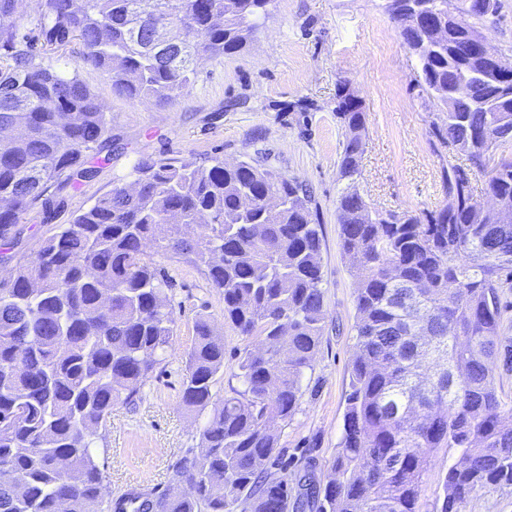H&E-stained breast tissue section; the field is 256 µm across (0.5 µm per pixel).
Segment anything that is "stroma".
Returning <instances> with one entry per match:
<instances>
[{
    "label": "stroma",
    "mask_w": 512,
    "mask_h": 512,
    "mask_svg": "<svg viewBox=\"0 0 512 512\" xmlns=\"http://www.w3.org/2000/svg\"><path fill=\"white\" fill-rule=\"evenodd\" d=\"M496 14L474 21L500 59L512 65V0H498ZM387 0H273L246 46L237 54L201 60L193 83L170 104L131 99L73 44L36 50L34 62L81 80L104 105L107 128L88 164L95 174L75 186L51 188L48 203L21 214L20 240L0 252V281L33 260L40 241L88 208L117 184H132L145 160L220 158L262 161L308 185L318 206L325 319L313 366L302 378V396L288 422L276 423L277 462L289 484L324 486L332 476L355 353L357 273L340 244L337 200L345 188L338 174L343 130L336 117L340 87L350 88L366 113L360 193L380 210L417 217L448 201L444 174L468 170L473 193L487 200L484 175L466 154L436 137L431 122L443 107L417 85L418 63L405 45ZM170 282L164 293L176 321L158 364L134 403L113 406L99 429L94 454L105 474L104 498L133 487L163 493L172 463L201 444L204 416L182 404L181 383L199 317L224 338L223 381L232 382L236 356L248 343L224 322V298L187 257L153 253ZM455 450L435 449L420 491L421 512H439V477Z\"/></svg>",
    "instance_id": "35a3bbf8"
}]
</instances>
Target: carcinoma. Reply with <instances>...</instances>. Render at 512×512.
Masks as SVG:
<instances>
[{
    "instance_id": "carcinoma-1",
    "label": "carcinoma",
    "mask_w": 512,
    "mask_h": 512,
    "mask_svg": "<svg viewBox=\"0 0 512 512\" xmlns=\"http://www.w3.org/2000/svg\"><path fill=\"white\" fill-rule=\"evenodd\" d=\"M17 0H0V244L18 243L19 214L51 186L93 176L87 157L106 112L76 77L36 67L19 48ZM272 0H42V46L76 40L132 99L171 102L202 57L243 48ZM415 11L401 37L419 86L446 108L433 127L488 176L512 215V158H487L484 135L512 144V78H479L468 22L448 0H391ZM466 83V98L453 95ZM337 203L341 246L358 273L356 356L334 478L319 512H419L431 452L457 456L440 476V512L476 489L512 486V409L501 411L491 363L499 352V288L512 284V223L493 224L468 173L452 167L448 204L423 223L379 211L355 188L366 117L346 88ZM39 245L0 288V512H90L104 473L92 438L112 406L130 404L173 335L165 275L145 248L186 255L224 297V323L252 339L220 401L224 337L196 323L182 402L208 413L201 446L173 465V487L107 501L106 512H286L288 480L269 476L270 423L301 397L325 319L321 237L311 191L257 161L163 159L136 168Z\"/></svg>"
}]
</instances>
